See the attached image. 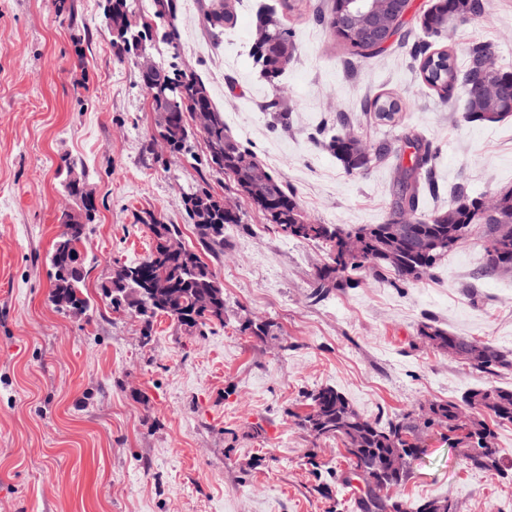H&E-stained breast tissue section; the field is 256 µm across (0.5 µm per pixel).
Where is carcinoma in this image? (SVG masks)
I'll use <instances>...</instances> for the list:
<instances>
[{
    "label": "carcinoma",
    "mask_w": 512,
    "mask_h": 512,
    "mask_svg": "<svg viewBox=\"0 0 512 512\" xmlns=\"http://www.w3.org/2000/svg\"><path fill=\"white\" fill-rule=\"evenodd\" d=\"M343 7L342 0H331L327 23L336 39L347 50L358 57L368 58L382 47L363 44L336 28V16ZM486 13L485 0H435L434 10L426 12L420 19L421 29L429 34L439 32L443 19L452 15L462 21L481 18ZM235 23V14L224 0H218L208 15L211 30L223 29ZM122 52L135 56L148 40L147 32L132 29L119 36ZM296 43L292 31L281 27L273 32L271 43L252 47L251 57L269 81L279 79L294 58ZM492 69L488 50L477 44L469 52L468 65L460 70L449 51L425 56L420 64L423 81L449 100L456 88L468 92L470 84L481 80ZM162 78L185 86L189 94L180 104L181 111L175 113L172 124L161 134L170 150L187 153L191 150V131L184 121V113L202 107L208 110L209 123L201 131L207 147V166L217 172L232 175L239 168L259 164L254 153L236 140L224 125V116L216 108L206 83L195 75L170 76L161 72ZM380 120L393 122L401 111L398 103L390 98L378 96L366 105ZM496 117L485 116V108L465 97V119L469 122L501 121L512 114V102H501L495 109ZM354 135L346 132L330 138L327 148L339 158L349 170L366 168L375 158L386 151L380 146L370 157L360 160L353 150ZM410 149L407 158L396 167L397 195L391 219L383 224H371L351 232L340 231L330 224H319L303 214L296 196L282 177L269 173L276 187L274 200L278 215L258 200L251 203L265 216L268 223L278 230L295 223L299 215L304 224L299 227L298 239L321 243L328 251L329 262L319 272L321 280L336 277H352L371 273L377 277L391 275L402 283H410L432 274L448 253L461 248L471 233L479 235L484 242L485 272L496 274L498 263L507 257L512 260V223L490 224L477 208L479 198H469L463 192L455 194L448 207L428 216L416 218L415 228L423 237L436 241V246L425 253L407 249L393 260L380 258L384 233L398 223V215L405 209L418 212L423 192L436 191L432 180L438 150L434 143L419 132L405 135ZM65 188L78 198L82 214L67 216L61 225L48 261L50 272L49 296L63 293L72 302L87 311L90 299L84 296L85 267L83 249L87 242V226L95 216V208L86 204L84 198L85 173L76 171V164H64ZM187 212L194 224L199 248L188 247L184 255L168 257L163 254V242L180 236L177 224H166L157 220L147 229L151 234L152 247L142 260L113 269L108 280L101 285L103 295L114 309L130 310L143 323L144 343L152 341V319L158 314L166 316L179 327L199 329L211 324H224V287L213 265L203 259L209 255L215 260L224 256L226 227L242 223L240 218L224 217L217 198L204 188L189 194ZM364 240L363 253L346 261L341 259V247L350 235ZM152 289L156 301L146 302V291ZM278 329L272 321L246 320L243 330L262 340L274 335ZM422 338L448 351L469 369L479 373L512 371V354L495 346L457 336L434 324H425L420 329ZM310 411L300 417V426L316 438H335L342 442L350 471L343 479V486L353 482L362 485L358 497L359 512H456V506L448 499L432 498L422 503L411 504L393 499L389 490L410 478L411 464L422 454L423 429L438 427L447 432L448 447L457 449L466 465L485 471L498 469L493 450L494 431L486 423L489 415L500 421L512 422V389L475 387L470 389L462 403L454 401L430 402L420 408V415L408 413L383 424L363 417L349 401L333 387H323L309 394ZM474 410L468 426L460 424L459 414L463 407ZM401 453L406 465L398 473L383 469L387 458Z\"/></svg>",
    "instance_id": "carcinoma-1"
}]
</instances>
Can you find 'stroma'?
<instances>
[{
  "instance_id": "stroma-1",
  "label": "stroma",
  "mask_w": 512,
  "mask_h": 512,
  "mask_svg": "<svg viewBox=\"0 0 512 512\" xmlns=\"http://www.w3.org/2000/svg\"><path fill=\"white\" fill-rule=\"evenodd\" d=\"M173 20L131 7L133 25L170 32L147 48L162 69L200 76L228 130L295 193L314 221L343 230L393 213L396 152L413 129L440 148L438 191L420 214L512 187V116L467 122L461 93L441 99L422 82L414 53L486 44L494 68L512 71V0H487L483 18L453 21L437 36L412 26L370 58L349 55L320 21L326 0H236V23L213 35L211 0H177ZM107 0H0V512H358L341 442L297 424L305 395L331 386L365 418L387 420L432 401H460L477 386L512 388V371L472 372L425 344L422 323L512 352V277L483 275L484 248L470 237L432 277L402 283L366 275L314 295L328 261L313 242L265 228L231 179L205 165L201 134L187 154L158 136L157 114L133 60L121 58L105 21ZM295 31L296 54L278 82L250 56L257 12ZM387 93L402 105L396 126L363 109ZM288 123L274 126L268 101ZM353 130L389 150L349 171L325 144ZM82 162L97 199L87 229L82 318L48 301V254L65 213L78 209L58 171ZM204 188L236 198L215 269L224 322L188 334L167 317L142 324L112 310L101 284L152 240L141 219L181 227L197 243L185 196ZM271 320L260 341L246 320ZM399 499H450L457 512H512V479L468 469L436 429Z\"/></svg>"
}]
</instances>
